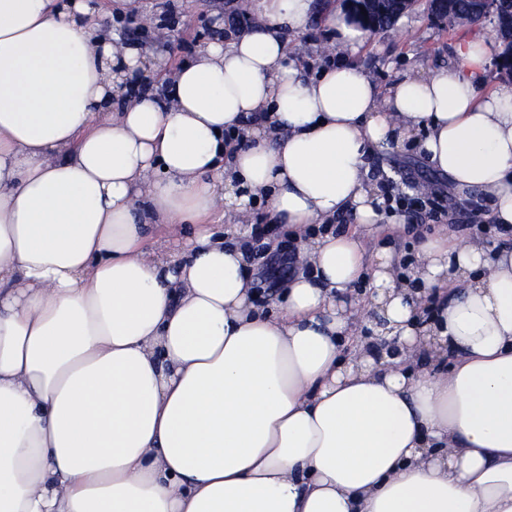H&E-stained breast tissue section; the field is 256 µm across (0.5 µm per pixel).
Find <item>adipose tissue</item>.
Segmentation results:
<instances>
[{"label":"adipose tissue","instance_id":"obj_1","mask_svg":"<svg viewBox=\"0 0 512 512\" xmlns=\"http://www.w3.org/2000/svg\"><path fill=\"white\" fill-rule=\"evenodd\" d=\"M250 8L167 70L90 27L94 0H0V512H512V249L430 238L401 279L363 253L386 218L368 158L410 139L512 227L493 41L384 94L345 59L305 77L288 42L315 0ZM254 198L304 265L267 310L247 248L202 225ZM182 224L185 257L146 248ZM416 280L442 297L422 327ZM370 308L402 357L346 355Z\"/></svg>","mask_w":512,"mask_h":512}]
</instances>
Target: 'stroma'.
<instances>
[{
  "mask_svg": "<svg viewBox=\"0 0 512 512\" xmlns=\"http://www.w3.org/2000/svg\"><path fill=\"white\" fill-rule=\"evenodd\" d=\"M156 19H173L179 31L182 47L175 55L166 56L168 68H175L195 51L212 41L213 35L204 27L207 18L230 17L236 10V0H143ZM326 11H315L307 30L294 36L288 49L302 60L306 74H314L331 54V45L336 32L329 24V15L343 9L341 0H325ZM493 32L485 25L470 28L449 29L432 22L425 4H418L409 15L403 16L393 30L371 34L359 47L353 60L372 77L380 90H388L397 75L425 76L441 67H452L454 48L464 38L471 36L492 37ZM371 171L390 176L395 171L405 170L420 183L436 188L440 200L438 209L432 214L408 213L403 217V228L388 225L364 241L365 258L373 260L382 249L394 258L397 273L406 270V258L416 256L421 242L415 232L417 225L426 224L431 235L454 234L459 241H476L472 229L474 214H486L489 210L484 200H458L448 191V179L430 169L424 160L411 148H400L391 152L375 153L368 158Z\"/></svg>",
  "mask_w": 512,
  "mask_h": 512,
  "instance_id": "35a3bbf8",
  "label": "stroma"
}]
</instances>
